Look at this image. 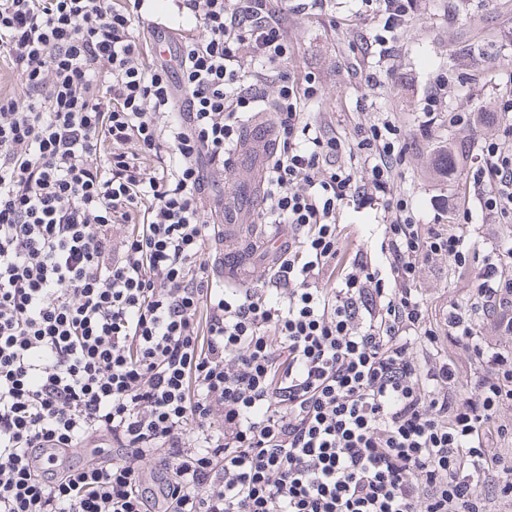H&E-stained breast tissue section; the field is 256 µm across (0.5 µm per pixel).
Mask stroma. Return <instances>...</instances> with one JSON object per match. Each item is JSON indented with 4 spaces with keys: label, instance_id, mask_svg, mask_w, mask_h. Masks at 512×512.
I'll list each match as a JSON object with an SVG mask.
<instances>
[{
    "label": "stroma",
    "instance_id": "obj_1",
    "mask_svg": "<svg viewBox=\"0 0 512 512\" xmlns=\"http://www.w3.org/2000/svg\"><path fill=\"white\" fill-rule=\"evenodd\" d=\"M357 8L356 0H334L321 15L287 10L288 40L294 50L290 68L315 74L322 93L316 111L342 136L358 124L395 118L407 150L404 163L396 168L394 187L411 195L418 223H434L450 204L468 211L471 220L463 233L476 248L512 241V223L486 220L477 195L468 189L467 165L450 176L436 167L443 146H462L473 162L482 136L512 124V112L501 109L512 99V0H418L415 16L385 58L371 51L373 32ZM378 61L392 79L372 90L364 75ZM443 77L448 83L441 89L437 83ZM452 112H484L488 118L458 127L448 122ZM252 177L250 167L230 161L214 172L204 198H222L227 207H235L229 190ZM342 220L349 226L350 250L379 259L381 238L373 212L353 204ZM223 249L226 263L243 265L241 276L226 279V286L246 288L265 277L266 263L244 256L233 232H226ZM417 286L437 321L449 303L470 306L478 301L444 258L422 267Z\"/></svg>",
    "mask_w": 512,
    "mask_h": 512
}]
</instances>
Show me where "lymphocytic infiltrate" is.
Masks as SVG:
<instances>
[{
	"label": "lymphocytic infiltrate",
	"instance_id": "lymphocytic-infiltrate-1",
	"mask_svg": "<svg viewBox=\"0 0 512 512\" xmlns=\"http://www.w3.org/2000/svg\"><path fill=\"white\" fill-rule=\"evenodd\" d=\"M269 0H0V512H492L512 504V352L472 311L433 322L417 288L444 257L493 328L512 335V244L479 251L420 224L393 187L391 118L329 132L309 112ZM389 53L417 0H361ZM174 43L170 58L153 43ZM282 76L273 93L269 72ZM271 103L278 147L263 224H285L269 277L225 287L202 195L246 122ZM478 143L470 182L512 221V150ZM360 202L383 267L346 260ZM122 236H115V228ZM478 371L458 386L450 348ZM105 437L114 457L58 469L44 444ZM162 479L159 496L145 469Z\"/></svg>",
	"mask_w": 512,
	"mask_h": 512
}]
</instances>
